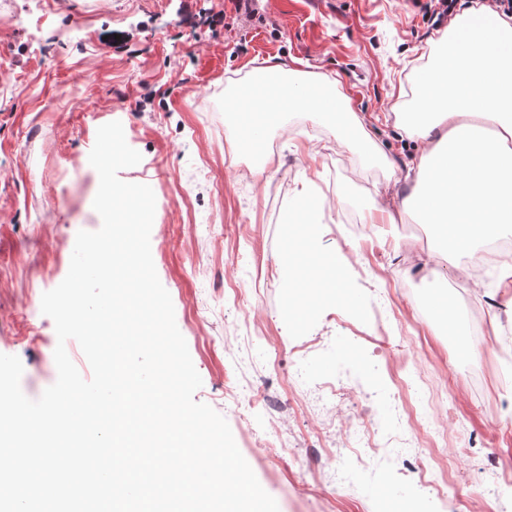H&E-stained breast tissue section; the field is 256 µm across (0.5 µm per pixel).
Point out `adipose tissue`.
<instances>
[{
	"instance_id": "1",
	"label": "adipose tissue",
	"mask_w": 512,
	"mask_h": 512,
	"mask_svg": "<svg viewBox=\"0 0 512 512\" xmlns=\"http://www.w3.org/2000/svg\"><path fill=\"white\" fill-rule=\"evenodd\" d=\"M469 20L462 15L442 35L443 53L421 70V93L400 117L415 142L406 164L418 190L414 204L437 227L442 254L512 232V20L495 16L490 30L460 38ZM492 39L501 49H488ZM258 99L281 111L342 115L357 142L370 139L345 94L297 89L272 98L262 87Z\"/></svg>"
}]
</instances>
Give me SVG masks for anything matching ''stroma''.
<instances>
[{
  "label": "stroma",
  "instance_id": "stroma-1",
  "mask_svg": "<svg viewBox=\"0 0 512 512\" xmlns=\"http://www.w3.org/2000/svg\"><path fill=\"white\" fill-rule=\"evenodd\" d=\"M253 3L250 20L232 0H0V353L20 358L28 398L55 383L54 323L28 313L65 278L77 233L101 226L89 154L98 128L118 121L142 155L119 177L155 195L151 253L202 379L195 399L227 420L279 512H312L324 498L331 512H443L425 476L433 457L453 460L459 505L479 492L499 512L512 502V371L498 367L492 326L462 351L435 308L445 301L464 330L476 311L512 324L497 275L470 295L418 211L362 239L346 222L409 193L410 182L387 185L413 151L397 115L443 30L409 0ZM268 64L296 83L337 81L376 150L352 148L341 119L271 108L261 137L278 139V153L256 171L257 147L225 138L224 102L251 111L255 69ZM314 204L324 221L292 251L341 257L346 293L289 316L286 216ZM228 379L245 401L225 394ZM332 379L336 390L324 389ZM328 398L388 441L341 483ZM398 405L436 411L460 443L424 455L426 435L398 422ZM283 408L276 438L271 416Z\"/></svg>",
  "mask_w": 512,
  "mask_h": 512
}]
</instances>
